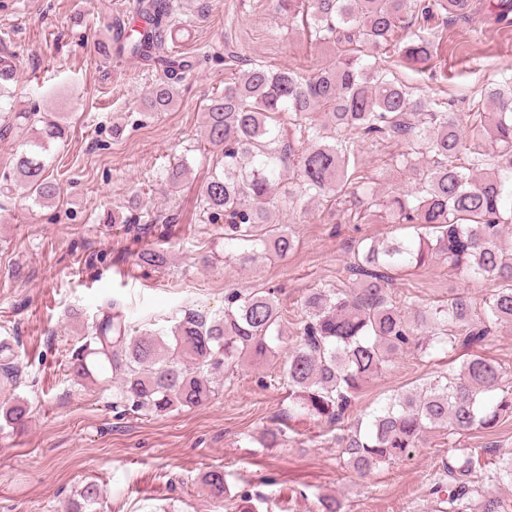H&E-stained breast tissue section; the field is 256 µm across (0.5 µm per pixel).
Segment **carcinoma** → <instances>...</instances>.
Wrapping results in <instances>:
<instances>
[{
	"label": "carcinoma",
	"mask_w": 512,
	"mask_h": 512,
	"mask_svg": "<svg viewBox=\"0 0 512 512\" xmlns=\"http://www.w3.org/2000/svg\"><path fill=\"white\" fill-rule=\"evenodd\" d=\"M275 9L301 22L333 56L309 74L263 61L242 70L234 55L224 57V93L204 112L207 151L220 170L198 188L203 218L224 223V249L242 265L293 249L288 226L272 216L293 209L297 193L330 203L342 219L414 230L385 242L359 241L347 268L352 287L325 285L304 298L283 368L292 402L288 418L335 425L395 354L480 347L489 326L512 323V243L503 245L504 229L512 226V89L485 87L473 112L426 111L406 85L388 78L393 64L428 69L438 37L430 22L467 13L469 0H275ZM179 12L177 0H137L136 23L117 48L163 69L146 93L156 112L171 106L191 71L174 62L168 48V33L182 25ZM15 118L33 119L41 128L0 173V193L21 190L34 205L52 207L60 187L47 153L65 140L67 123L58 112ZM394 136L407 147L396 165L415 175L410 186L384 193L367 186L355 196L352 176L366 146ZM190 174L187 162L170 164L158 186H177ZM285 178L294 189L281 192ZM176 221L175 214L157 210L125 223L129 232L158 225L167 232ZM435 259L495 288L478 301L459 295L435 306L393 299L394 272ZM138 261L161 267L168 256L151 247ZM280 320L273 293L232 289L219 314L188 310L168 332L133 333L112 300L86 325L69 369L77 379L102 376L115 383V408L164 415L208 401L224 367L245 356L265 358L280 339ZM17 379L16 367L0 365L1 392L15 389ZM501 382L497 362L470 354L459 370L395 395L365 425L339 437L344 465L368 476L411 455L432 429L446 428L457 440L495 428L512 417V390ZM0 415L17 424L26 407L5 402ZM501 482L512 485V451L487 458L476 448H459L442 463L428 496L436 512H471L476 502L480 512H512L505 500L485 493V485ZM203 484L215 512L229 509L224 472H207ZM101 495L98 484L84 485L71 512H94ZM312 504V512H345L332 495H317Z\"/></svg>",
	"instance_id": "carcinoma-1"
}]
</instances>
